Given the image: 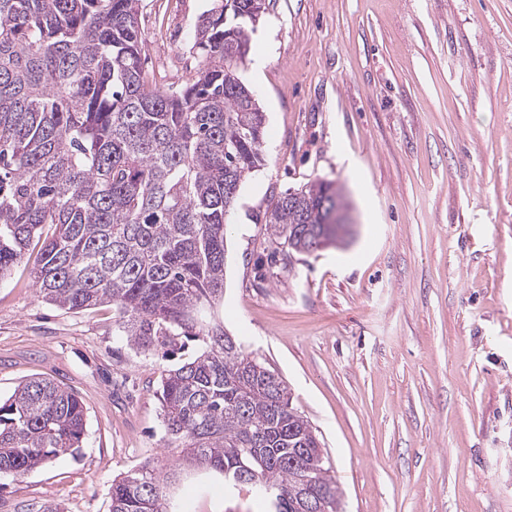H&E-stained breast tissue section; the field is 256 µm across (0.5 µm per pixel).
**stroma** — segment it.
<instances>
[{"label": "stroma", "mask_w": 512, "mask_h": 512, "mask_svg": "<svg viewBox=\"0 0 512 512\" xmlns=\"http://www.w3.org/2000/svg\"><path fill=\"white\" fill-rule=\"evenodd\" d=\"M220 4L140 0L157 87L196 77L195 31ZM238 75L265 162L227 219L225 328L285 381L341 512H512V0H268ZM318 179L350 231L298 254L266 211ZM32 264L0 279V399L47 378L87 420L78 454L8 482L0 512H110L116 476L172 461L160 377L204 343L137 351L112 306L43 301ZM216 486L185 483L181 512H258Z\"/></svg>", "instance_id": "35a3bbf8"}]
</instances>
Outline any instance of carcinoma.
Masks as SVG:
<instances>
[{"instance_id": "1", "label": "carcinoma", "mask_w": 512, "mask_h": 512, "mask_svg": "<svg viewBox=\"0 0 512 512\" xmlns=\"http://www.w3.org/2000/svg\"><path fill=\"white\" fill-rule=\"evenodd\" d=\"M224 0L196 31L206 63L178 95L149 85L135 25L140 0H0V278L29 247L37 293L67 310L110 303L143 352L202 338L206 348L162 375L174 462L112 481L111 512H178L188 479L244 485L266 512H303L339 489L320 441L273 371L224 347L205 319L224 299L225 202L261 165L265 115L237 74L254 3ZM331 181L274 200L266 223L296 253L343 228ZM86 408L30 378L0 400V475L20 481L79 451Z\"/></svg>"}]
</instances>
